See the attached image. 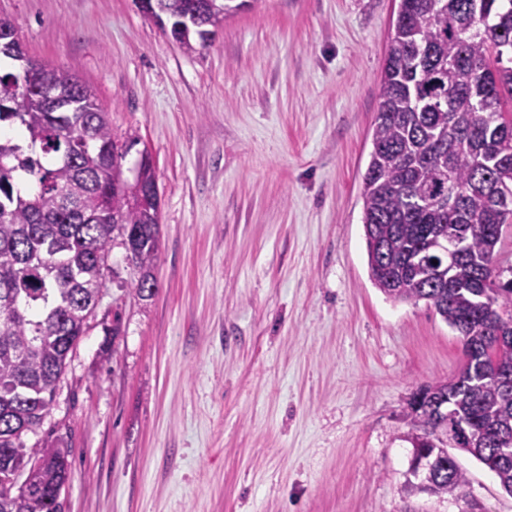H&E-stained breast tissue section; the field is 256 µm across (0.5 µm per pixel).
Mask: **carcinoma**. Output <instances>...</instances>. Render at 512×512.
Returning a JSON list of instances; mask_svg holds the SVG:
<instances>
[{"mask_svg":"<svg viewBox=\"0 0 512 512\" xmlns=\"http://www.w3.org/2000/svg\"><path fill=\"white\" fill-rule=\"evenodd\" d=\"M190 0H165L170 35L188 52L206 44L181 28ZM212 0L209 26L232 12ZM0 55L26 53L14 25ZM66 90L73 105L47 107ZM0 486L20 474L32 491L0 492V512H61L70 450L27 447L104 287L122 238L140 298L157 288L159 210L120 187L135 138L119 142L109 113L65 68L0 71ZM142 192L157 182L142 153ZM363 230L374 286L394 304L426 301L463 337L465 365L417 389L413 447L433 466L414 471L430 494L468 484L448 454L468 452L512 495V266L500 267L512 224V0H400L380 80L372 151L362 179Z\"/></svg>","mask_w":512,"mask_h":512,"instance_id":"carcinoma-1","label":"carcinoma"}]
</instances>
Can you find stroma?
Listing matches in <instances>:
<instances>
[{
    "label": "stroma",
    "instance_id": "stroma-1",
    "mask_svg": "<svg viewBox=\"0 0 512 512\" xmlns=\"http://www.w3.org/2000/svg\"><path fill=\"white\" fill-rule=\"evenodd\" d=\"M399 0H255L182 47L134 0H0L160 193L157 289L114 244L86 336L27 445L70 451L62 512H512L469 453L461 496L406 490L408 403L462 338L394 304L361 198Z\"/></svg>",
    "mask_w": 512,
    "mask_h": 512
}]
</instances>
